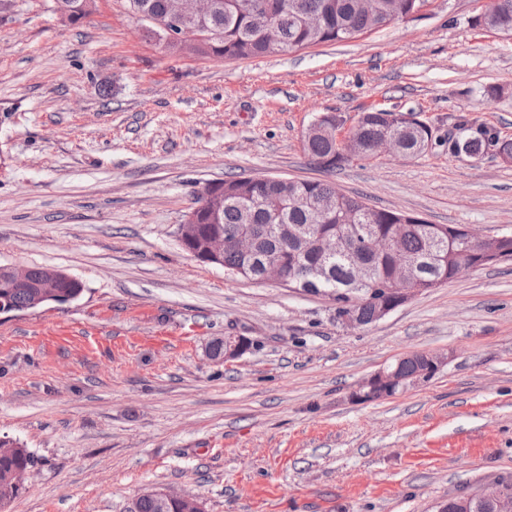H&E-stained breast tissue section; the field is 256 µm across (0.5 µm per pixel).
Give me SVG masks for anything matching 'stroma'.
Wrapping results in <instances>:
<instances>
[{"instance_id":"obj_1","label":"stroma","mask_w":512,"mask_h":512,"mask_svg":"<svg viewBox=\"0 0 512 512\" xmlns=\"http://www.w3.org/2000/svg\"><path fill=\"white\" fill-rule=\"evenodd\" d=\"M489 0L285 55L167 52L126 0L75 23L54 0L0 18V265L65 269L66 304L0 314V436L40 459L0 512H122L172 488L205 512H435L512 480V262L467 271L349 328L336 303L190 257L179 227L205 184L321 179L433 224L512 233V162L448 154L459 118L512 138V37ZM415 111L425 155L329 172L303 150L321 113ZM242 336L238 358L212 346ZM428 382L360 404L396 359ZM481 20H475L474 26L512 35V0H490ZM420 355L413 354L398 359L399 371L403 377H412V381L408 383L406 379L400 376L398 364L393 367L391 364L382 368L368 379L363 381L358 387L350 393V400L354 402H371L370 397L374 394L381 397L393 396L407 387L420 381H428L442 368L446 360L442 356L425 354L423 369L418 371L422 366ZM379 396H375L372 400H380Z\"/></svg>"}]
</instances>
